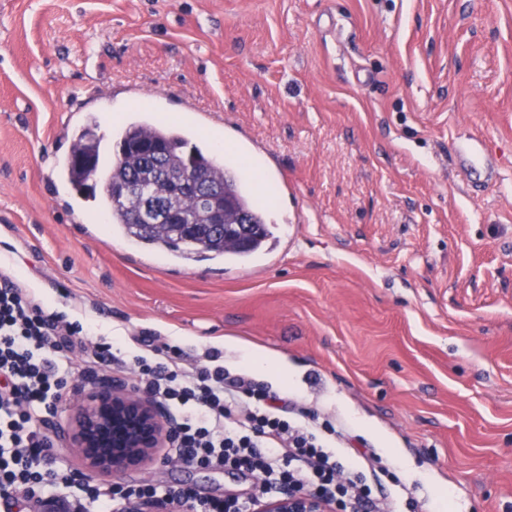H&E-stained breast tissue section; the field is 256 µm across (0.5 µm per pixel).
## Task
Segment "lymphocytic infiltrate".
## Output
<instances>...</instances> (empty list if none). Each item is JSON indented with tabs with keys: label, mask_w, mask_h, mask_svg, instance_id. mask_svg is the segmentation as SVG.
<instances>
[{
	"label": "lymphocytic infiltrate",
	"mask_w": 512,
	"mask_h": 512,
	"mask_svg": "<svg viewBox=\"0 0 512 512\" xmlns=\"http://www.w3.org/2000/svg\"><path fill=\"white\" fill-rule=\"evenodd\" d=\"M83 328L46 311L10 276L0 277V499L13 501L41 490L56 501L60 490L79 486L72 512H117L135 498H155L189 512H252L254 500L204 499L176 486L125 487L91 483L59 467L48 416L67 400L84 367L127 368L149 396L174 412L171 455L199 467H230L261 479L259 497L304 490L322 498L331 512H384V504L355 462L328 448L323 437L290 411L267 384L231 375L218 355L197 360L168 344L148 346L123 360L109 346L80 341ZM82 342L83 365L70 352Z\"/></svg>",
	"instance_id": "f902f5d3"
}]
</instances>
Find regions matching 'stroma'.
I'll return each mask as SVG.
<instances>
[{"label":"stroma","instance_id":"1","mask_svg":"<svg viewBox=\"0 0 512 512\" xmlns=\"http://www.w3.org/2000/svg\"><path fill=\"white\" fill-rule=\"evenodd\" d=\"M258 152L275 247L143 248L63 171L136 99ZM480 135L496 174L457 149ZM0 270L121 357L162 339L265 382L387 471L397 512H512V0H0ZM248 499L253 476H117Z\"/></svg>","mask_w":512,"mask_h":512}]
</instances>
